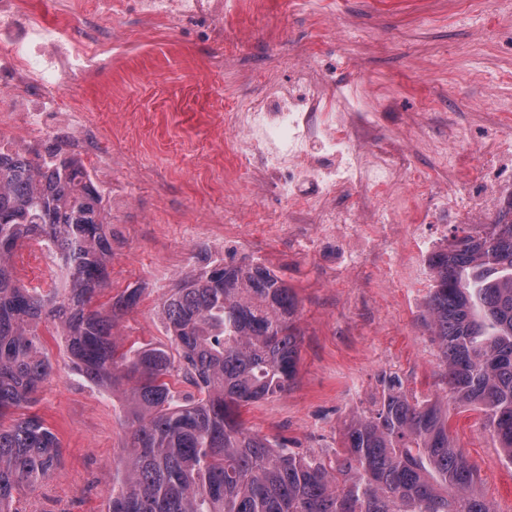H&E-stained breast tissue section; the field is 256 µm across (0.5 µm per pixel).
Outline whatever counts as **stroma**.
Wrapping results in <instances>:
<instances>
[{
  "mask_svg": "<svg viewBox=\"0 0 512 512\" xmlns=\"http://www.w3.org/2000/svg\"><path fill=\"white\" fill-rule=\"evenodd\" d=\"M125 0L107 21L112 59L88 84L63 75L48 93L91 107L99 126L100 180L117 183L101 207L112 226L106 296L142 287L122 319L124 342L167 343L156 315L201 250L274 270L298 301V374L291 389L252 403V432L304 455L332 457L341 430L371 408L385 374L405 393L444 399L439 350L425 325L430 250L449 244L454 215L424 220L440 188L468 193L482 173L479 142L489 131L512 146L497 102L512 99V0H224V39L204 20L172 27ZM308 59L319 79L345 85L383 120L376 143L404 146L397 194L404 224L375 230L355 263L331 230L306 223L272 182L244 175L238 138L224 115L288 77ZM449 142L455 168L439 167L432 145ZM430 172L424 190L410 171ZM280 232L267 234V221ZM53 364L31 410L60 440L57 470L22 487L16 512H104L123 457L122 399L75 375L60 337L38 328ZM457 447L480 476L496 512H512V465L475 414L449 406Z\"/></svg>",
  "mask_w": 512,
  "mask_h": 512,
  "instance_id": "stroma-1",
  "label": "stroma"
}]
</instances>
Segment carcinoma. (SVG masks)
I'll use <instances>...</instances> for the list:
<instances>
[{
  "instance_id": "carcinoma-1",
  "label": "carcinoma",
  "mask_w": 512,
  "mask_h": 512,
  "mask_svg": "<svg viewBox=\"0 0 512 512\" xmlns=\"http://www.w3.org/2000/svg\"><path fill=\"white\" fill-rule=\"evenodd\" d=\"M29 240L60 256L66 287L20 283L14 257ZM111 257L112 225L79 160L52 145L0 154V512L58 465L59 439L41 417L1 423L51 377L41 321L57 327L82 379L123 399L129 437L107 512H495L454 444L448 408L411 401L396 374L381 377L369 414L345 423L334 460L245 427L239 409L288 392L298 372V302L269 267L208 258L158 308L171 346H126L114 330L143 289L96 303ZM427 262L425 323L448 400L478 411L512 464V197L493 223L460 229Z\"/></svg>"
}]
</instances>
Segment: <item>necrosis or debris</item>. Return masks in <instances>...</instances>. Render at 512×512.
Listing matches in <instances>:
<instances>
[{"label": "necrosis or debris", "mask_w": 512, "mask_h": 512, "mask_svg": "<svg viewBox=\"0 0 512 512\" xmlns=\"http://www.w3.org/2000/svg\"><path fill=\"white\" fill-rule=\"evenodd\" d=\"M121 6V0H96L86 18L87 35L76 37L67 22L48 25L27 0H0V149L16 150L20 138L44 131L52 112L66 114L71 129L62 150L87 156L95 137L91 114L56 99L48 101L43 112L29 111L28 104L56 82L60 72L84 78L105 64L112 54V32L102 19ZM137 7L141 14L176 26L197 18L207 20L213 32L224 26L223 0H138ZM291 73L274 94L229 113L228 127L247 135L238 152L240 165L245 172L264 173L293 199L302 197L301 184L312 185L314 195L302 197L312 222L349 238L360 216L337 204V196L357 185L390 193L398 184V160L377 147L368 152L355 147L356 141L368 140L377 113L335 84L310 78L302 68L292 67ZM482 146L486 178L467 207L471 214L490 204L488 175L512 157L498 135L486 136Z\"/></svg>", "instance_id": "obj_1"}]
</instances>
